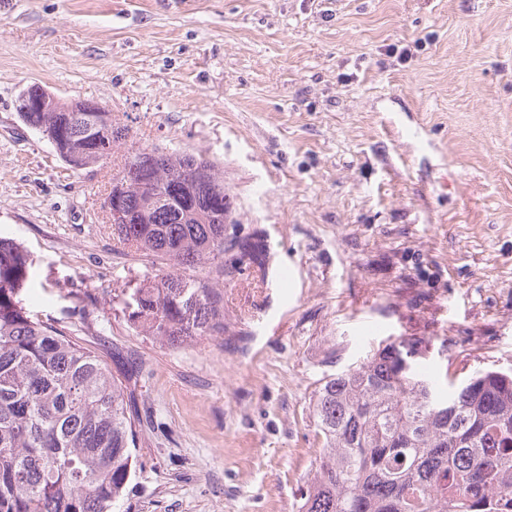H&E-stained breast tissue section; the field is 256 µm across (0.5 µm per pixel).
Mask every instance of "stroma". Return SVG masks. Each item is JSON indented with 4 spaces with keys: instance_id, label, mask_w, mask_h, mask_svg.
Here are the masks:
<instances>
[{
    "instance_id": "stroma-1",
    "label": "stroma",
    "mask_w": 512,
    "mask_h": 512,
    "mask_svg": "<svg viewBox=\"0 0 512 512\" xmlns=\"http://www.w3.org/2000/svg\"><path fill=\"white\" fill-rule=\"evenodd\" d=\"M34 84L219 164L263 259L225 274L223 335L124 320L154 268L101 209L122 155L71 169L18 115ZM0 236L136 408L115 512H298L324 374L396 336L512 372V0H0Z\"/></svg>"
}]
</instances>
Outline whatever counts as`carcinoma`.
<instances>
[{
  "label": "carcinoma",
  "mask_w": 512,
  "mask_h": 512,
  "mask_svg": "<svg viewBox=\"0 0 512 512\" xmlns=\"http://www.w3.org/2000/svg\"><path fill=\"white\" fill-rule=\"evenodd\" d=\"M80 170L128 129L110 112H22ZM112 181L118 241L159 273L125 289L135 330L175 348L224 335V273L255 249L224 236L236 223L215 162L138 148ZM32 260L0 237V512H114L131 476L135 419L119 378L74 324L30 315ZM426 336H397L359 364L325 374L313 396L323 439L299 512H512V373L479 369L457 384L422 370Z\"/></svg>",
  "instance_id": "1"
}]
</instances>
